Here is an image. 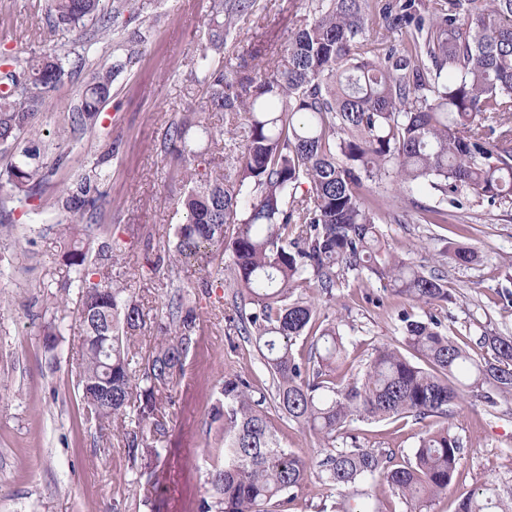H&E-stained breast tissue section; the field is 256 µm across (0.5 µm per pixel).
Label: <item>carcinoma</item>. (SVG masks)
I'll use <instances>...</instances> for the list:
<instances>
[{
    "mask_svg": "<svg viewBox=\"0 0 512 512\" xmlns=\"http://www.w3.org/2000/svg\"><path fill=\"white\" fill-rule=\"evenodd\" d=\"M256 2L211 0L207 38L192 60L203 105L173 119L162 136L185 215L168 256L200 263L219 281L233 279L239 302L232 322L257 347L277 411L330 449L313 464L284 448L266 394L240 375L227 378L224 401L212 410L223 421L224 464L208 472L210 494L198 512H288L312 478L326 499L352 491L339 503L342 512H382L358 489L377 475L422 512L448 489L464 452L450 424L425 431L403 464L393 463L391 449H336V440L354 421L446 419L467 393L497 406L512 396V336L483 331L475 344L492 359L482 361L441 320L419 318L414 308L448 302L444 278L389 248L380 207L365 190L382 177L410 191L430 189L438 201L421 207L427 224L448 223L446 201L512 206V0H384L376 11L370 0H308L274 65L251 73L224 65L221 54L224 37ZM143 9L136 0H112L108 10L103 0H49L54 32L122 33L112 66L94 69L71 106L73 129L98 116L116 78L140 61L149 35ZM383 30L401 32V47ZM69 75L52 54L0 72V153L11 156L0 188L8 185L20 201L50 182L40 151L24 142ZM207 112L244 115L241 130L213 138ZM195 131L225 154L227 173L211 167ZM117 154L118 145L109 144L61 198L71 216L60 231L63 258L77 273L78 387L87 419L100 427L129 417L157 425L197 345L198 314L173 296L154 351L135 364L145 314L112 284L118 244L94 236L105 207L101 165ZM350 275L385 283L409 308L398 313L401 347H378L361 374L338 384L331 374L343 363V337L303 290L314 286L331 301ZM302 336L313 338L305 357L294 351ZM125 453L152 486L164 483L159 448L134 437ZM456 512H512V497L486 486Z\"/></svg>",
    "mask_w": 512,
    "mask_h": 512,
    "instance_id": "cac0c4a2",
    "label": "carcinoma"
}]
</instances>
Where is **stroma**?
<instances>
[{"label":"stroma","mask_w":512,"mask_h":512,"mask_svg":"<svg viewBox=\"0 0 512 512\" xmlns=\"http://www.w3.org/2000/svg\"><path fill=\"white\" fill-rule=\"evenodd\" d=\"M144 3L152 30L140 62L114 81L97 123L76 134L69 107L90 69L111 63V38L78 40L46 32L47 0H0V60L55 52L69 68L86 61L85 70L60 88L55 108L39 119L35 144L45 162L67 154L56 164L49 188L27 202L0 196L13 221L0 232V512H197L209 493L207 473L224 460V433L211 409L222 398L225 376L241 374L260 389L270 385L258 351L228 322L236 292L232 280L214 283L205 294L199 285L207 271L197 264L164 265L149 280L141 274L145 255L164 254L183 220L181 189L168 177L160 143L174 116L198 107L204 95L188 60L205 39L209 0ZM307 7L308 0H257L254 14L225 41V63L243 62L252 71L267 67L268 58L255 57V48L276 44ZM115 139L121 142L118 155L103 162L105 213L112 218L104 231L124 245L112 261V279L140 301L146 315L136 342L139 357L153 350L156 326L166 318L173 294H182L200 319L198 344L171 390L164 433L149 425L137 429L154 440L165 463L167 482L152 492L126 457L127 427L103 435L86 420L77 390L79 326L73 311H57L47 302L48 293L58 292L73 272L63 260L57 230L46 224L65 220L58 198L101 162ZM369 192L386 202L380 228L390 246L443 275L453 300L430 313L449 336L465 343L486 328L512 335V207L464 200L449 207L447 223L426 224L416 206L434 204L430 192L407 195L388 178L370 183ZM459 245L476 249L479 261L457 265L449 250ZM404 305L375 279L367 285L351 279L337 289L324 311L345 341L342 373L360 371L375 348L401 341L398 313ZM52 323L58 337L50 347L44 329ZM450 421L464 454L447 493L423 512H455L461 499L488 484L512 490V399L493 410L481 399L465 398ZM440 424L437 417L357 421L347 434L361 447L392 449L401 462L411 457L423 431Z\"/></svg>","instance_id":"obj_1"}]
</instances>
